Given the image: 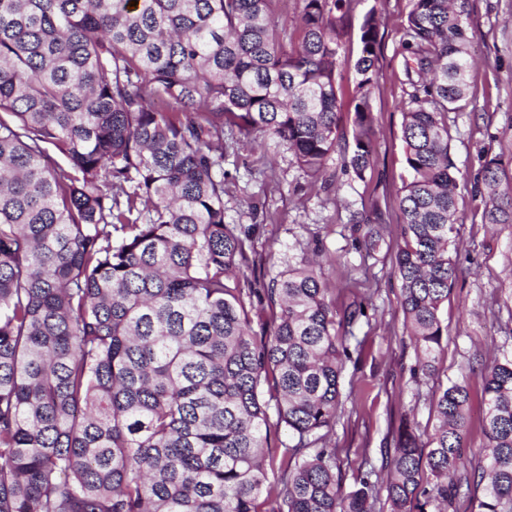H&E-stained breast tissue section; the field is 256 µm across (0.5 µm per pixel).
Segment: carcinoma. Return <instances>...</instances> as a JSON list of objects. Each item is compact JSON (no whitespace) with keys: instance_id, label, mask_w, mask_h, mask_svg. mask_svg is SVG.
I'll return each mask as SVG.
<instances>
[{"instance_id":"1","label":"carcinoma","mask_w":512,"mask_h":512,"mask_svg":"<svg viewBox=\"0 0 512 512\" xmlns=\"http://www.w3.org/2000/svg\"><path fill=\"white\" fill-rule=\"evenodd\" d=\"M273 2L0 0V512H374L380 471L344 491L326 442L365 302L338 314L305 258L254 287L240 277L252 235L224 219V140L273 135L316 183L344 138L336 68L355 0H303L294 41ZM469 2L411 0L401 41L393 273L429 375L457 271L448 113L468 99ZM380 26L364 13L342 156L360 180ZM499 171L485 158L486 224H512ZM350 223L376 251L378 225ZM254 297L279 306L256 327ZM481 377L478 508L512 512V354ZM432 404L427 442L407 419L382 463L390 512H443L471 485L466 378ZM282 426L288 446L273 448Z\"/></svg>"}]
</instances>
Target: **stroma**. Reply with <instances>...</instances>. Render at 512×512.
<instances>
[{
  "label": "stroma",
  "mask_w": 512,
  "mask_h": 512,
  "mask_svg": "<svg viewBox=\"0 0 512 512\" xmlns=\"http://www.w3.org/2000/svg\"><path fill=\"white\" fill-rule=\"evenodd\" d=\"M383 17L372 97L376 162L365 180L341 169L339 154L326 161L331 187L310 183L287 146L263 134L251 149H224L226 223L254 226L255 266L249 279L266 282L301 259H316L337 311L366 300L369 322L358 364L347 365L341 382L343 405L328 435L336 470L351 489L362 458L380 462L392 448L403 418L431 431V400L439 384L466 376L470 384L469 434L464 468L486 463L485 404L480 369L499 352L512 351V224H487L483 203L471 193L485 155L500 157L501 185L512 187V0H470L471 73L467 107L448 115L451 156L459 173L456 226L459 277L442 309L448 332L436 374H415L417 354L405 328L401 290L392 275L401 213L398 196L408 172L401 141L402 108L410 87L405 77L402 28L409 0H358L345 28L338 66V106L344 135L353 130V65L361 43L359 21L370 8ZM354 211L377 213L388 232L372 257L357 244L349 222Z\"/></svg>",
  "instance_id": "1"
}]
</instances>
